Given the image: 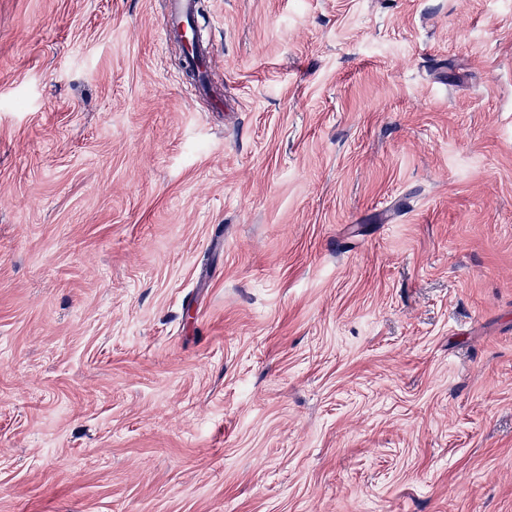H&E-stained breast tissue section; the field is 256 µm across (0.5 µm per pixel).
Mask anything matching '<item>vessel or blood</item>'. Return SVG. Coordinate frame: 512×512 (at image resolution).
<instances>
[{
  "mask_svg": "<svg viewBox=\"0 0 512 512\" xmlns=\"http://www.w3.org/2000/svg\"><path fill=\"white\" fill-rule=\"evenodd\" d=\"M196 8V0H168L167 19L160 31L161 40L177 44L187 63L196 69L199 79L187 87L192 95L208 91L209 84L204 77L212 72L211 52L205 44L196 41L191 28Z\"/></svg>",
  "mask_w": 512,
  "mask_h": 512,
  "instance_id": "1",
  "label": "vessel or blood"
}]
</instances>
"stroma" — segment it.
<instances>
[{
	"label": "stroma",
	"instance_id": "obj_1",
	"mask_svg": "<svg viewBox=\"0 0 512 512\" xmlns=\"http://www.w3.org/2000/svg\"><path fill=\"white\" fill-rule=\"evenodd\" d=\"M0 0V512H512V9ZM196 0H169L167 19L160 31V38L165 43H174L185 60L193 66L199 75L205 74L206 81L195 80L187 86V93L197 96L209 89L210 76L213 81L211 69V50L205 44L195 39L191 28V21L196 15ZM184 32L187 40L179 44L178 38ZM211 81V82H212Z\"/></svg>",
	"mask_w": 512,
	"mask_h": 512
}]
</instances>
